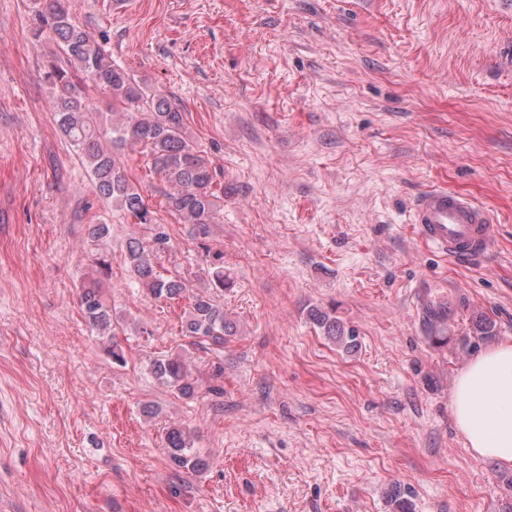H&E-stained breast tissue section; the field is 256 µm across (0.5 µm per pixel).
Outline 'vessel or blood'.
Returning a JSON list of instances; mask_svg holds the SVG:
<instances>
[{
  "label": "vessel or blood",
  "instance_id": "obj_1",
  "mask_svg": "<svg viewBox=\"0 0 512 512\" xmlns=\"http://www.w3.org/2000/svg\"><path fill=\"white\" fill-rule=\"evenodd\" d=\"M418 236L457 261L466 263L483 257L499 235L490 212L471 199L444 189L421 192L410 210ZM414 298L423 312L439 311L452 319L458 311L460 292L448 285V299L436 300L427 283L415 285Z\"/></svg>",
  "mask_w": 512,
  "mask_h": 512
}]
</instances>
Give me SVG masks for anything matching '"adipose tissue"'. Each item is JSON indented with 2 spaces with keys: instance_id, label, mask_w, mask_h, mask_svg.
I'll return each mask as SVG.
<instances>
[{
  "instance_id": "1",
  "label": "adipose tissue",
  "mask_w": 512,
  "mask_h": 512,
  "mask_svg": "<svg viewBox=\"0 0 512 512\" xmlns=\"http://www.w3.org/2000/svg\"><path fill=\"white\" fill-rule=\"evenodd\" d=\"M451 409L476 458L512 466L511 340L490 344L458 374Z\"/></svg>"
}]
</instances>
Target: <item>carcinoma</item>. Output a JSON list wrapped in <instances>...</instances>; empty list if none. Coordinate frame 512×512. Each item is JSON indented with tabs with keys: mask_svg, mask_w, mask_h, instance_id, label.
<instances>
[{
	"mask_svg": "<svg viewBox=\"0 0 512 512\" xmlns=\"http://www.w3.org/2000/svg\"><path fill=\"white\" fill-rule=\"evenodd\" d=\"M36 17L38 31H48L62 52V58L44 73L53 90L61 132L87 164L99 193L112 199V205L132 223L153 226L149 241L131 237L126 242L125 258L131 278L157 301H183L182 335L192 338V344L201 348L220 350L224 339L236 332L233 321L224 314V266L213 267L209 287L196 292L188 289L182 278L166 276L158 270L156 260L170 250L171 237L129 179L123 161L125 148L143 147L150 171L171 188L165 197L168 207L190 226L191 235L208 237L210 225L216 223L220 212L221 197L214 188L209 160L188 134L185 113L168 98L150 93L147 81L136 79L117 65L111 54L77 26L71 16V0H39ZM85 81L112 99L109 119H102L101 113L93 111L84 100L81 83ZM109 236L108 225H87V240L92 245H107ZM110 269L105 253H100L95 275L82 286L80 310L91 332L112 341L108 349L112 362L123 365L124 351L114 336L124 319L116 316L101 292ZM310 317L345 348L358 346L357 331L336 317L318 308L310 310ZM149 372L158 384L183 398H193L199 392V379L178 354L152 360ZM164 440L175 468L197 471L204 465L186 428L169 427Z\"/></svg>",
	"mask_w": 512,
	"mask_h": 512,
	"instance_id": "1",
	"label": "carcinoma"
}]
</instances>
